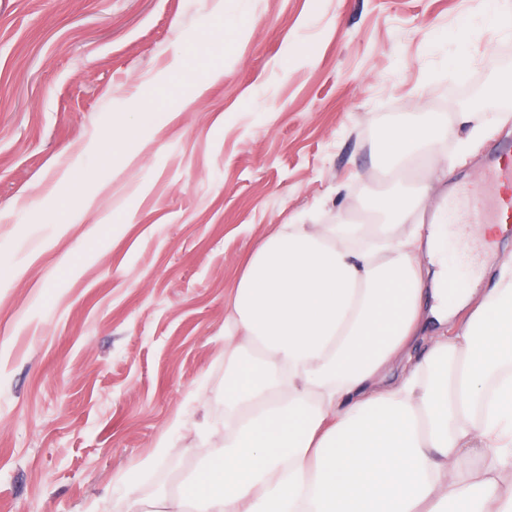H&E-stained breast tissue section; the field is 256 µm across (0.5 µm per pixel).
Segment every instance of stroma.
Wrapping results in <instances>:
<instances>
[{"mask_svg":"<svg viewBox=\"0 0 512 512\" xmlns=\"http://www.w3.org/2000/svg\"><path fill=\"white\" fill-rule=\"evenodd\" d=\"M493 5L0 0V512H124L128 490L151 501L197 467L191 428L128 471L175 417L223 426L224 308L249 249L303 211L367 223L396 183L383 133L512 74V39L483 28ZM137 101L176 119L123 139ZM465 138L446 125L431 205L485 177L512 123ZM71 171L86 221L51 222Z\"/></svg>","mask_w":512,"mask_h":512,"instance_id":"obj_1","label":"stroma"}]
</instances>
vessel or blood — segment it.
<instances>
[{
    "label": "vessel or blood",
    "mask_w": 512,
    "mask_h": 512,
    "mask_svg": "<svg viewBox=\"0 0 512 512\" xmlns=\"http://www.w3.org/2000/svg\"><path fill=\"white\" fill-rule=\"evenodd\" d=\"M489 177L494 185L512 183V149L504 148ZM448 221L452 224H504L512 221V196L483 193L479 187L466 185L448 199Z\"/></svg>",
    "instance_id": "vessel-or-blood-1"
}]
</instances>
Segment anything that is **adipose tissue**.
Instances as JSON below:
<instances>
[{
    "instance_id": "obj_1",
    "label": "adipose tissue",
    "mask_w": 512,
    "mask_h": 512,
    "mask_svg": "<svg viewBox=\"0 0 512 512\" xmlns=\"http://www.w3.org/2000/svg\"><path fill=\"white\" fill-rule=\"evenodd\" d=\"M440 133L382 137L387 167L425 177L376 198L375 223L295 217L249 252L224 312V433L127 512H512V256L481 299L449 297L446 230L426 220Z\"/></svg>"
}]
</instances>
